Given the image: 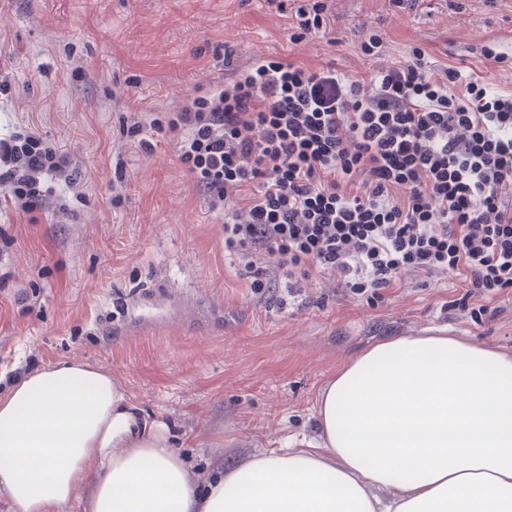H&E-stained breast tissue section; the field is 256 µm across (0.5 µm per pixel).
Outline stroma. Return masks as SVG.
I'll list each match as a JSON object with an SVG mask.
<instances>
[{
  "label": "stroma",
  "mask_w": 512,
  "mask_h": 512,
  "mask_svg": "<svg viewBox=\"0 0 512 512\" xmlns=\"http://www.w3.org/2000/svg\"><path fill=\"white\" fill-rule=\"evenodd\" d=\"M291 21L264 0H0V133L34 124L77 160L83 192L67 210L24 215L0 195V392L51 364H97L167 424L204 483L216 464L320 444L325 383L384 339L444 329L512 356V291L461 308L445 272L404 276L375 306L299 277L258 305L174 142L128 139L131 117L221 83L228 45L238 65L274 57L369 77L378 61L358 49L362 21L382 32L386 63L418 48L432 72L462 73L456 95L469 78L512 94L480 52L512 59V0H423L414 12L336 0L329 29L300 45Z\"/></svg>",
  "instance_id": "obj_1"
}]
</instances>
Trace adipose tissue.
<instances>
[{
	"instance_id": "ef3b65f1",
	"label": "adipose tissue",
	"mask_w": 512,
	"mask_h": 512,
	"mask_svg": "<svg viewBox=\"0 0 512 512\" xmlns=\"http://www.w3.org/2000/svg\"><path fill=\"white\" fill-rule=\"evenodd\" d=\"M322 445L218 469L199 491L164 423L101 367L63 362L0 395V493L14 512H512V356L397 336L344 364Z\"/></svg>"
}]
</instances>
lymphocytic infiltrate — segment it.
Here are the masks:
<instances>
[{
  "label": "lymphocytic infiltrate",
  "instance_id": "f902f5d3",
  "mask_svg": "<svg viewBox=\"0 0 512 512\" xmlns=\"http://www.w3.org/2000/svg\"><path fill=\"white\" fill-rule=\"evenodd\" d=\"M330 10L299 0L290 42L326 31ZM459 79L429 75L418 51L367 80L265 59L133 130L176 134L180 164L224 217L225 254L260 266L257 301L283 276L373 302L442 271L493 300L512 289V94L472 81L460 98ZM78 185L76 162L31 127L0 137V186L19 211L65 205Z\"/></svg>",
  "mask_w": 512,
  "mask_h": 512
}]
</instances>
